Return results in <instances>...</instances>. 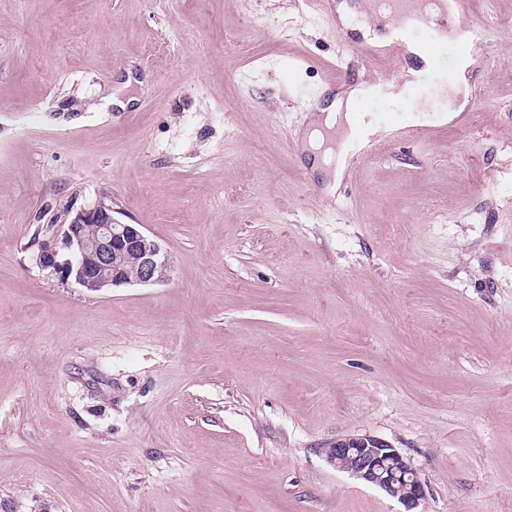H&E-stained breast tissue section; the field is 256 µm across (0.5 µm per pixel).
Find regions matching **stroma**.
<instances>
[{
    "label": "stroma",
    "instance_id": "obj_1",
    "mask_svg": "<svg viewBox=\"0 0 512 512\" xmlns=\"http://www.w3.org/2000/svg\"><path fill=\"white\" fill-rule=\"evenodd\" d=\"M337 2L0 0V512H404L329 462L358 435L417 471L416 512H512V0H465L461 119L338 178L315 94L395 64L352 59ZM436 53L366 112L446 110ZM103 197L166 281L37 265ZM455 3L459 21V41L460 43L465 44L468 48L472 40V36H474L479 30L484 29L485 24L478 18L467 15L464 9V1L456 0Z\"/></svg>",
    "mask_w": 512,
    "mask_h": 512
}]
</instances>
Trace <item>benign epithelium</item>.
Returning a JSON list of instances; mask_svg holds the SVG:
<instances>
[{"mask_svg":"<svg viewBox=\"0 0 512 512\" xmlns=\"http://www.w3.org/2000/svg\"><path fill=\"white\" fill-rule=\"evenodd\" d=\"M60 243L42 244L36 262L70 277L89 291L121 285H153L168 278L167 252L138 224H124L112 215V201L101 199L77 210L59 225ZM67 256L58 260L57 246ZM130 257L135 273L129 274L122 259ZM329 462L364 483L398 499L411 512L425 496L416 470L391 444L362 435L336 440L327 451Z\"/></svg>","mask_w":512,"mask_h":512,"instance_id":"benign-epithelium-1","label":"benign epithelium"}]
</instances>
